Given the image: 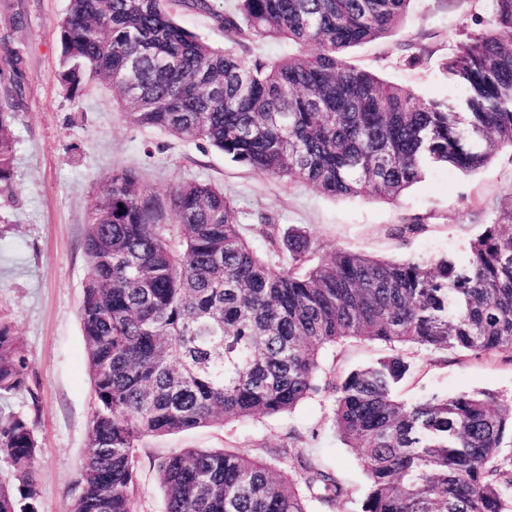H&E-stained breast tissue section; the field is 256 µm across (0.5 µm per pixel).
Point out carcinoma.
Masks as SVG:
<instances>
[{"instance_id":"cac0c4a2","label":"carcinoma","mask_w":512,"mask_h":512,"mask_svg":"<svg viewBox=\"0 0 512 512\" xmlns=\"http://www.w3.org/2000/svg\"><path fill=\"white\" fill-rule=\"evenodd\" d=\"M210 0H70L57 24L59 77L112 88L129 122L208 143L232 161L334 198L400 201L427 165L468 176L506 150L512 163V0L448 55L456 106L426 102L346 60L385 38L410 0H236L220 16L236 42L283 41L274 60L215 48L172 18ZM312 45L307 53L303 47ZM14 104H0V190L12 187ZM396 224L391 235L425 232ZM256 231L269 249L248 238ZM80 307L94 410L69 512H135L147 437L290 412L333 397V424L367 475L362 512H505L512 415L487 391L406 401L412 349L512 361V207L469 239L464 265L380 260L344 250L311 263L306 231L240 223L224 191L200 182L149 192L112 173L87 217ZM383 342L390 353L346 374L325 350ZM25 351L0 320V393L31 392ZM40 445L28 420L0 414V512H37ZM234 448L157 458L164 512H311L347 494L322 462L297 478Z\"/></svg>"}]
</instances>
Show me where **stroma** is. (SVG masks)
I'll return each instance as SVG.
<instances>
[{
	"label": "stroma",
	"instance_id": "1",
	"mask_svg": "<svg viewBox=\"0 0 512 512\" xmlns=\"http://www.w3.org/2000/svg\"><path fill=\"white\" fill-rule=\"evenodd\" d=\"M234 2L215 0V12ZM68 8L69 0H0V99L13 88L21 90L13 188L0 192V318L13 325L25 350L31 385L27 393L0 394V413L24 415L38 438V512H68L87 450L93 403L79 315L87 274L84 239L89 208L113 171H139L145 188L158 195L178 182L221 186L242 223L305 228L320 256L352 250L381 259L427 260L450 253L462 263L469 259L471 235L491 216L487 203L505 205L504 191L512 183V168L501 153L469 178L450 167H428L397 205L336 199L232 162L205 143L133 126L108 86L92 81L71 93L61 84L55 28ZM493 9L491 0H411L391 36L355 48L348 60L413 89L423 100L457 104L462 91L440 65L472 30L473 15L487 17ZM214 14L175 9L182 26L222 47L228 39ZM410 44L422 54L415 65L408 61ZM412 221L428 224V231L403 240L387 235L388 225ZM387 352L381 343L349 342L327 352L324 367L342 374ZM416 362L421 370L403 397L487 390L512 406V362L504 358L451 352L441 360L421 351ZM332 419V398L322 391L282 416L145 438L135 510L164 512L153 468L159 455L181 448H236L269 459L295 430L305 438L299 451L320 458L345 484L348 494L339 512H361L366 472L336 435Z\"/></svg>",
	"mask_w": 512,
	"mask_h": 512
}]
</instances>
